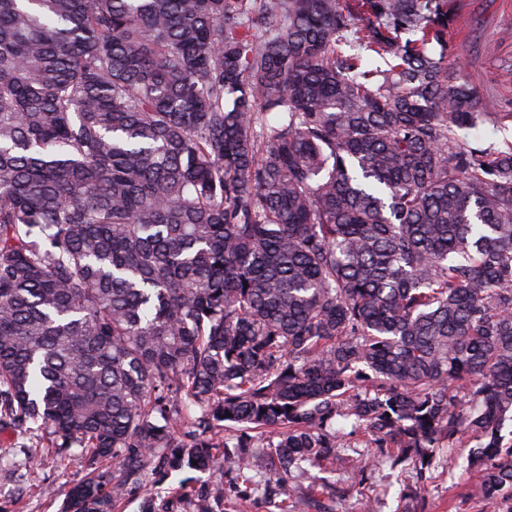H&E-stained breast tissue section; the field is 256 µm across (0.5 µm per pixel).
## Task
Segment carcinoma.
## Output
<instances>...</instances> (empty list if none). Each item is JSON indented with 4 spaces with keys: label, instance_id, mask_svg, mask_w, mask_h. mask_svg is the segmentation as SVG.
Listing matches in <instances>:
<instances>
[{
    "label": "carcinoma",
    "instance_id": "obj_1",
    "mask_svg": "<svg viewBox=\"0 0 512 512\" xmlns=\"http://www.w3.org/2000/svg\"><path fill=\"white\" fill-rule=\"evenodd\" d=\"M457 0H0V430L61 512H220L437 459L512 512V145ZM200 409L185 422L183 402ZM224 494L150 487L186 469ZM463 142L466 144H473L479 140L485 146H495L503 148L512 143V123L507 122L504 124H486L478 130L469 132H461ZM185 477L201 478L202 480H206L210 487L217 490L224 487V475L214 474L209 476L208 474H201L199 472H188L178 476H173L164 484L159 485L158 487H153L152 492L159 497H167L172 489L178 487L179 481Z\"/></svg>",
    "mask_w": 512,
    "mask_h": 512
}]
</instances>
